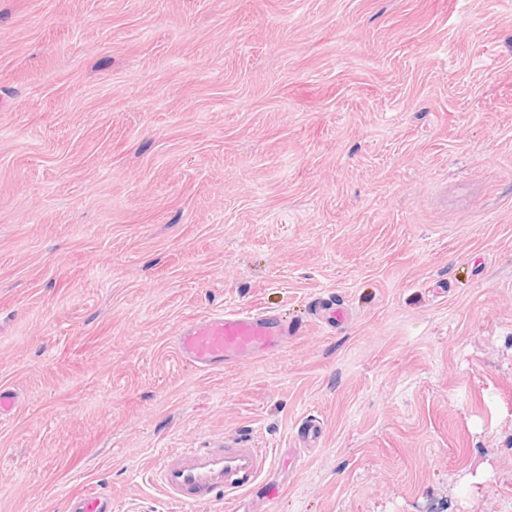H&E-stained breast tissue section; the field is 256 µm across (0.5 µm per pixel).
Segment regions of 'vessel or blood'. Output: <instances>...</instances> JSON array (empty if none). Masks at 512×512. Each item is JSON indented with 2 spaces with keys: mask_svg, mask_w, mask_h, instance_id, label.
<instances>
[{
  "mask_svg": "<svg viewBox=\"0 0 512 512\" xmlns=\"http://www.w3.org/2000/svg\"><path fill=\"white\" fill-rule=\"evenodd\" d=\"M299 326L271 312L227 310L187 322L175 338L181 360L201 373L282 350ZM273 467L269 453L239 439L215 447L180 448L162 455L152 472L167 498L193 508L252 493ZM64 512H112L111 494L71 492Z\"/></svg>",
  "mask_w": 512,
  "mask_h": 512,
  "instance_id": "1",
  "label": "vessel or blood"
}]
</instances>
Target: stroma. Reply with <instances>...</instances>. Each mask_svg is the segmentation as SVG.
<instances>
[{
  "instance_id": "obj_1",
  "label": "stroma",
  "mask_w": 512,
  "mask_h": 512,
  "mask_svg": "<svg viewBox=\"0 0 512 512\" xmlns=\"http://www.w3.org/2000/svg\"><path fill=\"white\" fill-rule=\"evenodd\" d=\"M223 308L303 328L203 374ZM1 385L0 512L231 438L209 512H512V0H0Z\"/></svg>"
}]
</instances>
